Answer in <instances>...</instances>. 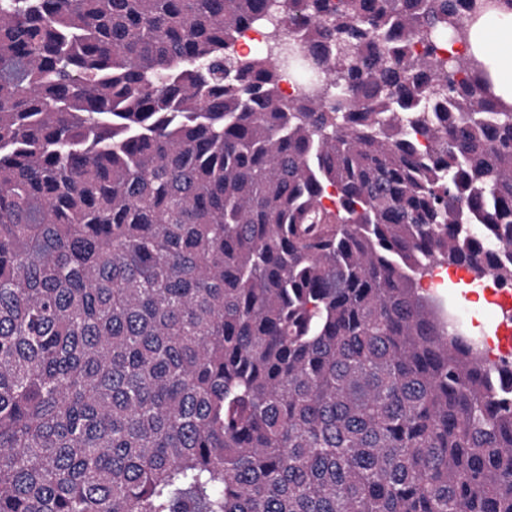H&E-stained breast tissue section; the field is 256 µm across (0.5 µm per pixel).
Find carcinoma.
Listing matches in <instances>:
<instances>
[{
	"mask_svg": "<svg viewBox=\"0 0 512 512\" xmlns=\"http://www.w3.org/2000/svg\"><path fill=\"white\" fill-rule=\"evenodd\" d=\"M500 7L0 0V512H512ZM472 52L486 65L495 80V92L512 106V12L499 11L476 23L469 31ZM440 282L441 277L444 278V285H447L448 282L459 283L456 285V290L458 292V303L464 304L469 309V317L468 320L473 322V325L479 324V322L491 324L494 327L498 324L502 325V314L500 308L488 303L484 296L483 291L480 294V298L476 293H472L471 288L464 285L470 279H465L460 276L459 269L455 267L448 266H440L434 269L432 277H425L422 282L434 278ZM466 297V299H465ZM481 297L483 300H481Z\"/></svg>",
	"mask_w": 512,
	"mask_h": 512,
	"instance_id": "cac0c4a2",
	"label": "carcinoma"
}]
</instances>
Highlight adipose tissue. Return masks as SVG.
Here are the masks:
<instances>
[{
	"label": "adipose tissue",
	"mask_w": 512,
	"mask_h": 512,
	"mask_svg": "<svg viewBox=\"0 0 512 512\" xmlns=\"http://www.w3.org/2000/svg\"><path fill=\"white\" fill-rule=\"evenodd\" d=\"M468 41L472 52L488 65L496 94L512 106V12L502 10L483 18L471 28Z\"/></svg>",
	"instance_id": "ef3b65f1"
}]
</instances>
